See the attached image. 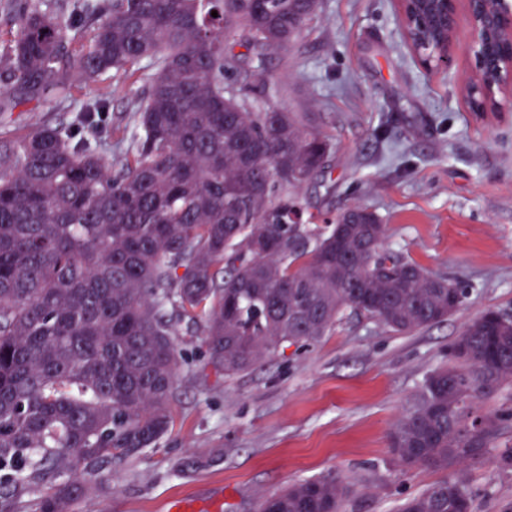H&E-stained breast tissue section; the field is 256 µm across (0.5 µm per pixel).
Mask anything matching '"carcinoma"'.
<instances>
[{
  "label": "carcinoma",
  "instance_id": "obj_1",
  "mask_svg": "<svg viewBox=\"0 0 512 512\" xmlns=\"http://www.w3.org/2000/svg\"><path fill=\"white\" fill-rule=\"evenodd\" d=\"M319 0H0L13 34L0 51V115L77 84L155 67L117 171L95 129L104 104L71 125L0 138V512H71L101 492L95 469L134 456L173 420L185 321L202 328L230 377L284 343L313 342L350 310L410 334L443 322L468 290L384 247L385 225L355 205L310 227L298 194L327 168L332 139L313 112L249 101L268 52L291 44ZM217 16H212V12ZM92 21L86 38L76 31ZM420 43L444 40L409 7ZM241 41L249 51L233 53ZM462 352L434 370L390 436L402 468L473 458L496 435L475 400L512 382V316L478 313ZM332 477L264 498L258 512H342ZM444 478L400 512H472Z\"/></svg>",
  "mask_w": 512,
  "mask_h": 512
}]
</instances>
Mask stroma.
<instances>
[{
	"label": "stroma",
	"mask_w": 512,
	"mask_h": 512,
	"mask_svg": "<svg viewBox=\"0 0 512 512\" xmlns=\"http://www.w3.org/2000/svg\"><path fill=\"white\" fill-rule=\"evenodd\" d=\"M466 43L459 33L452 65L428 69L405 37L398 0H321L314 22L270 52L269 79L254 94L265 107L320 114L335 142L329 168L300 191L309 215L370 207L386 248L461 281L466 304L406 335L348 312L318 341L283 344L233 377L209 364L197 329L180 327L171 428L154 447L102 464L103 496L76 500L72 512H168L177 498L195 512H256L264 497L328 475L347 490L343 512H398L447 475L467 483L474 512H512V464L502 460L512 448V383L477 404L499 422L479 456L441 472L401 469L389 452L469 319L512 313V106L482 119L471 112ZM152 74L143 62L127 81L75 92L106 101L96 138L112 165L127 156ZM70 118L66 103H25L0 132Z\"/></svg>",
	"instance_id": "35a3bbf8"
}]
</instances>
